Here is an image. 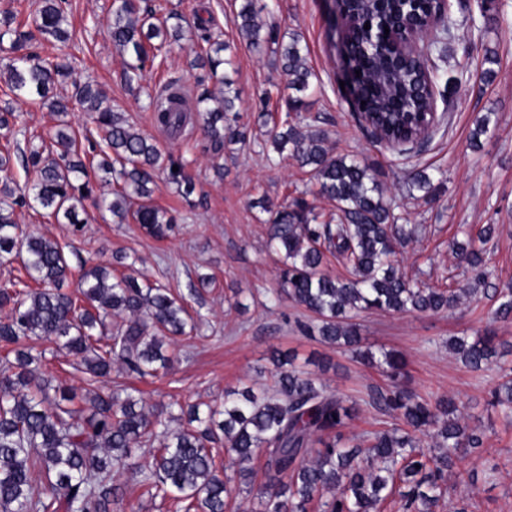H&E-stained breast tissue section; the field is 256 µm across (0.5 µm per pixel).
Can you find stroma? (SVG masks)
<instances>
[{"label": "stroma", "instance_id": "stroma-1", "mask_svg": "<svg viewBox=\"0 0 512 512\" xmlns=\"http://www.w3.org/2000/svg\"><path fill=\"white\" fill-rule=\"evenodd\" d=\"M243 0H143L157 14L174 10L187 18L201 16L221 33L234 59L230 74L240 91L235 114L227 122L247 124L257 134L285 112L287 78L277 55L255 51L242 41L231 19ZM259 16L279 35L299 34L308 66L314 71L312 91L301 114L304 123L324 129L337 153L364 160L378 174L386 199L403 214L415 233L398 250L403 272L433 288H450L463 279L464 265L456 254L458 225L494 224L498 233L489 243L495 283H512V0H453L452 36L447 41L438 103L449 109L419 152L393 151L366 129L339 86V32L333 0H254ZM69 20L81 41L76 50L73 81H94L136 130L149 136L165 153L183 158L195 181L190 201L173 185L158 180L156 204L177 219L174 232L159 239L135 223L116 224L111 214L91 210L82 230L55 223L44 211L19 208L24 231L57 241L71 265L70 283H77L83 265L108 264L114 256H131L134 267L150 282L184 296L203 324L196 336L180 342L179 356L165 376L140 380L116 368L112 382L137 389L147 409L173 402L212 404L228 389L246 386L269 391L274 386V353L294 356L296 365L316 383L356 401L357 416L342 431L348 442L381 429L386 417L369 404L371 391L386 387L382 372L352 357L344 348L308 334L313 317L289 301L272 303L282 265L266 248L267 215L255 202L290 205L310 180L308 169L292 159L267 161L261 145L242 150L235 145L214 149L200 128L172 138L152 120L151 97L175 83L198 92L209 85V72L193 67L197 48L190 41L172 46L157 57L144 76L143 93L130 91L124 58L113 46L112 0H69ZM494 66H487L486 56ZM492 79H484L485 68ZM490 114L492 136L481 149L470 145L475 120ZM222 163L223 174L213 166ZM424 172L434 179L435 197L423 198L407 176ZM488 302L461 301L448 312L433 315L396 314L370 310L358 319L363 347L400 352L406 362L405 383L425 394L459 398L469 424L483 433L484 449L470 454L448 474L449 502L437 512H512V427L490 406L497 371L465 368L449 351L450 337L494 327L512 342V321L490 323ZM41 352L40 372L54 384L83 396L87 385L52 342L34 344Z\"/></svg>", "mask_w": 512, "mask_h": 512}]
</instances>
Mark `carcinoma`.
Here are the masks:
<instances>
[{
  "mask_svg": "<svg viewBox=\"0 0 512 512\" xmlns=\"http://www.w3.org/2000/svg\"><path fill=\"white\" fill-rule=\"evenodd\" d=\"M67 4L42 0L24 23L16 22L12 11L0 20V43L6 36L10 40L7 89L16 98L36 97L59 114L68 112L72 97L94 113L101 136L89 147L100 156L98 168L112 175V198H93V162L78 151L75 131L61 125L45 138L23 127V150L15 137L21 115L0 112V137L6 140L0 151V263L21 260L37 284L18 289L11 282L0 288V309L7 310L0 318V343L8 347L0 359V512H140L116 480L122 470L150 498L172 499L182 512H226L234 492L228 471L248 483L261 454L267 456L273 492L243 512H377L384 503L397 512H436L449 492L448 471L483 447V435L458 414L453 398L424 396L400 385L402 358L392 351L361 349L355 319L367 310L438 313L455 308L463 298L478 303L485 297L493 302L492 321H511L512 284L492 286L487 245L496 225L476 231L460 226L466 245L458 248V256L470 276L454 288H423L399 268L396 247L408 241L410 231L385 201L373 168L335 153L325 131L287 115L280 118L267 131L266 142L278 154L286 151L299 166L311 168L312 193L336 203L337 221L320 220L304 199L276 210L259 201L268 214V247L282 258L281 288L273 297L285 295L311 313L317 324L307 326L309 332L348 346L356 358L382 369L390 384L371 393L368 404L393 422L372 432L365 448L343 441L341 429L356 415V404L316 384L290 357L289 368L277 374L276 394L230 391L220 406L203 411L191 406L188 427L171 429L162 414L145 411L129 388L103 393L97 383L114 365L141 379L167 371L173 357L165 341L197 329L186 300L131 273L114 275L100 266L83 270L76 292H67L71 269L63 247L23 234L17 221L16 207L30 196L57 223L76 228L88 223L89 200L118 221L131 219L162 238L174 218L154 202L156 179L164 175L186 201L195 189L186 162L162 154L96 85L75 82L72 97L55 94L73 70ZM343 7L351 20L354 62L361 70L358 111L389 139H413L417 126L406 125L405 116L430 111L427 84L434 82V71L418 62L402 65L390 49L367 44L364 25L388 18L394 10L391 0H343ZM172 18L183 20L176 12L158 18L141 8L139 0H113L112 42L127 56V84L143 79L157 52L195 36L206 44L195 63L209 69L217 87L189 99L179 89L152 99L156 125L177 137L194 112L214 144L250 145L246 125L224 124L225 112L239 99L232 82L218 75L221 66L234 65L232 57L220 56L224 42L202 26L187 34L182 24H168ZM232 23L252 48L275 46L288 88L298 92L286 100L287 111L305 110L300 94L315 74L306 64L299 36L280 43L277 29L264 27L249 3ZM13 151L20 154L26 175L33 176V185L9 175ZM329 255L349 268V276L326 271ZM112 316L117 322L110 332L96 333ZM33 338L54 343L76 360L89 385V415L73 407L76 394L51 385L33 367L36 357L25 345ZM448 347L471 370L499 369L503 382L492 391V405L512 426V368L498 361L507 353L506 343L488 328L453 337ZM423 436L433 444L423 447ZM221 439L224 464L219 466L212 449ZM141 444L155 447L144 462L133 460V447Z\"/></svg>",
  "mask_w": 512,
  "mask_h": 512,
  "instance_id": "obj_1",
  "label": "carcinoma"
}]
</instances>
